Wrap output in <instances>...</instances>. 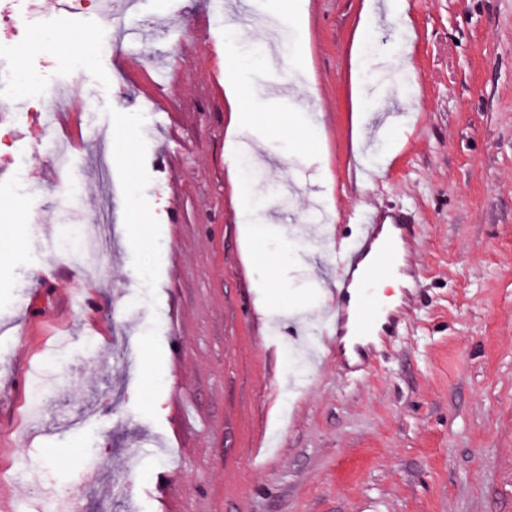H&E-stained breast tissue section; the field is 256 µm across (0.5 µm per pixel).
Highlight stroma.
<instances>
[{
  "instance_id": "35a3bbf8",
  "label": "stroma",
  "mask_w": 512,
  "mask_h": 512,
  "mask_svg": "<svg viewBox=\"0 0 512 512\" xmlns=\"http://www.w3.org/2000/svg\"><path fill=\"white\" fill-rule=\"evenodd\" d=\"M38 4L48 23L12 65L24 99L66 91L71 116L28 118L0 147V496L15 512H512V0H300L273 28L278 0H112L116 25ZM273 37L284 52L264 55ZM228 52L265 79L239 135ZM292 112L293 136L267 120ZM74 191L101 236L91 278L60 242ZM376 209L412 224L420 283L398 335L348 373L335 347L310 360L296 312ZM65 323L69 354L38 385ZM230 176L234 184L237 205L240 217L242 218L241 228L245 234H251L254 229L252 202L254 198V190L251 184H244L238 163L232 164L230 168Z\"/></svg>"
}]
</instances>
